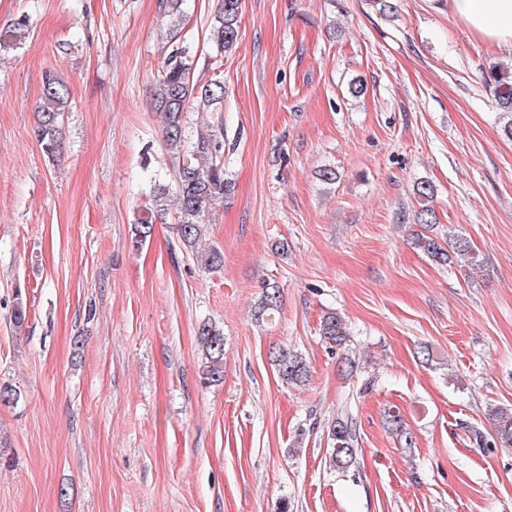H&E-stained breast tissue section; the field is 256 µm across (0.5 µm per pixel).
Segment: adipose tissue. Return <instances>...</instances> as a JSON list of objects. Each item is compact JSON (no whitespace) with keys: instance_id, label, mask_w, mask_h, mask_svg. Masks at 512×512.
<instances>
[{"instance_id":"ef3b65f1","label":"adipose tissue","mask_w":512,"mask_h":512,"mask_svg":"<svg viewBox=\"0 0 512 512\" xmlns=\"http://www.w3.org/2000/svg\"><path fill=\"white\" fill-rule=\"evenodd\" d=\"M448 13L476 38L512 51V0H448Z\"/></svg>"}]
</instances>
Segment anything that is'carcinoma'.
<instances>
[{"label": "carcinoma", "instance_id": "obj_1", "mask_svg": "<svg viewBox=\"0 0 512 512\" xmlns=\"http://www.w3.org/2000/svg\"><path fill=\"white\" fill-rule=\"evenodd\" d=\"M240 14L241 0H221L210 27V40L218 51H230L238 44ZM492 78L498 104L507 118L504 132L512 136V72L502 74L496 70ZM152 100L155 110L164 119V141L173 165V184L154 181L144 211L135 218L134 243H145L152 234L156 219L173 213L177 215L174 230L179 246L195 255L204 234L205 218L213 206L233 189L231 181L224 177V117L220 114L224 82L220 79L203 84L194 81L190 49L176 48L161 64ZM196 104L212 108L216 117L190 136L186 134L184 117ZM69 106L67 83L54 72L45 73L34 135L43 153L51 159L59 154L62 147L65 136L63 115ZM414 195L420 205L415 215L418 223H433L436 220L430 206L433 186L421 182L414 188ZM414 246L441 266L460 258L475 259L469 241L461 236L440 241L434 236L418 233L414 237ZM279 307V289L266 287L255 307L257 319L270 317ZM321 334L336 346L344 344L349 336L343 318L336 312L323 316ZM198 341L203 360V382L216 384L224 378V333L204 323L199 328ZM272 363L278 375L289 384L302 385L309 378L310 370L305 359L294 351L278 349L273 352ZM487 418L492 424L491 433L472 427L468 430L470 438L479 446L512 448V408L492 405L487 409ZM384 424L402 447L415 446L414 437L406 428L400 412H387ZM328 437L332 465L343 472L358 468L362 449L359 448L356 418L348 412L338 415L329 426Z\"/></svg>", "mask_w": 512, "mask_h": 512}]
</instances>
